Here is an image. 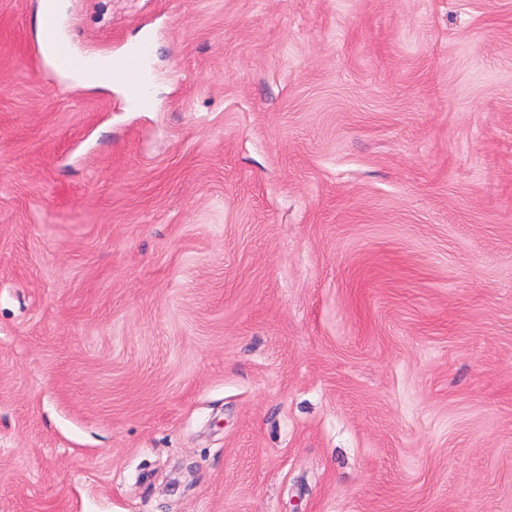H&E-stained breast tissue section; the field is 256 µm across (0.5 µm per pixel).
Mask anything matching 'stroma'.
Listing matches in <instances>:
<instances>
[{
  "mask_svg": "<svg viewBox=\"0 0 512 512\" xmlns=\"http://www.w3.org/2000/svg\"><path fill=\"white\" fill-rule=\"evenodd\" d=\"M0 0V512H512V0ZM147 51L144 46L137 51L122 52L112 56L113 71L130 84L140 83L143 75V57ZM75 57L79 61V64L75 68L70 70H60V76L64 79L80 83L85 80L86 71H93L96 75L94 79V81H97L96 84L112 85V82L116 81L112 78L108 58L89 57L85 60V64L80 66V63L83 61V57L81 55Z\"/></svg>",
  "mask_w": 512,
  "mask_h": 512,
  "instance_id": "obj_1",
  "label": "stroma"
}]
</instances>
